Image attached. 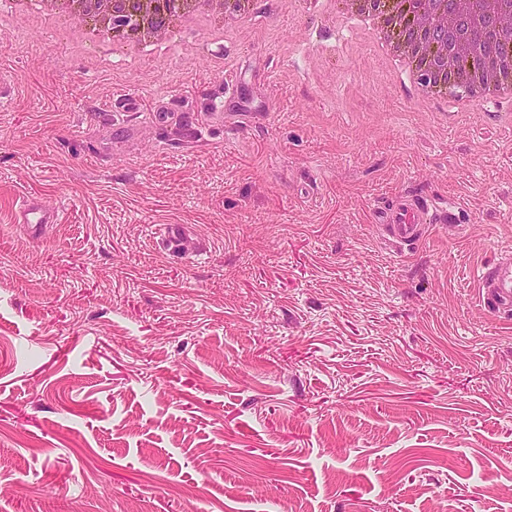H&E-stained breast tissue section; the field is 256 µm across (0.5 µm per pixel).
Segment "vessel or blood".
Returning <instances> with one entry per match:
<instances>
[{"instance_id": "obj_1", "label": "vessel or blood", "mask_w": 512, "mask_h": 512, "mask_svg": "<svg viewBox=\"0 0 512 512\" xmlns=\"http://www.w3.org/2000/svg\"><path fill=\"white\" fill-rule=\"evenodd\" d=\"M15 223L29 225L32 235H40L47 224L58 221L55 212L45 208L37 195H22L15 206ZM447 221L446 210L416 197L392 199L382 210L379 222L390 241L413 246L425 236L428 225ZM480 298L484 305L512 311V264L487 268L480 276Z\"/></svg>"}]
</instances>
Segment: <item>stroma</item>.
<instances>
[{
	"label": "stroma",
	"mask_w": 512,
	"mask_h": 512,
	"mask_svg": "<svg viewBox=\"0 0 512 512\" xmlns=\"http://www.w3.org/2000/svg\"><path fill=\"white\" fill-rule=\"evenodd\" d=\"M28 2L0 10V512H512V312L478 288L512 261L505 105L419 100L329 0L135 55ZM231 87L238 130L206 116ZM23 193L59 209L40 237ZM402 195L453 217L397 247Z\"/></svg>",
	"instance_id": "35a3bbf8"
}]
</instances>
